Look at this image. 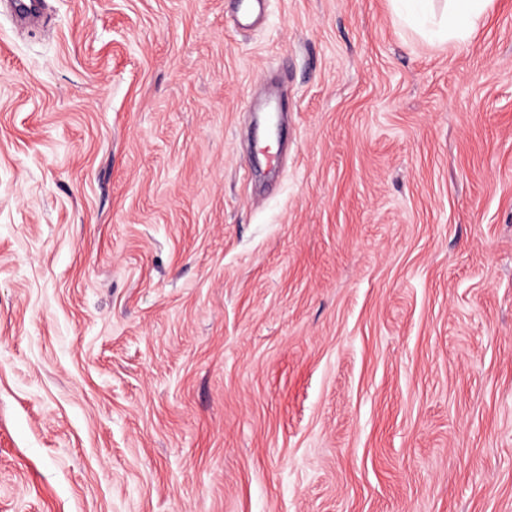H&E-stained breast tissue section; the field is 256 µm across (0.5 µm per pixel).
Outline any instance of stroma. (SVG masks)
Here are the masks:
<instances>
[{
    "label": "stroma",
    "mask_w": 512,
    "mask_h": 512,
    "mask_svg": "<svg viewBox=\"0 0 512 512\" xmlns=\"http://www.w3.org/2000/svg\"><path fill=\"white\" fill-rule=\"evenodd\" d=\"M0 9V512H512V0ZM491 0H448V15L442 18L445 35L465 39L486 14Z\"/></svg>",
    "instance_id": "1"
}]
</instances>
